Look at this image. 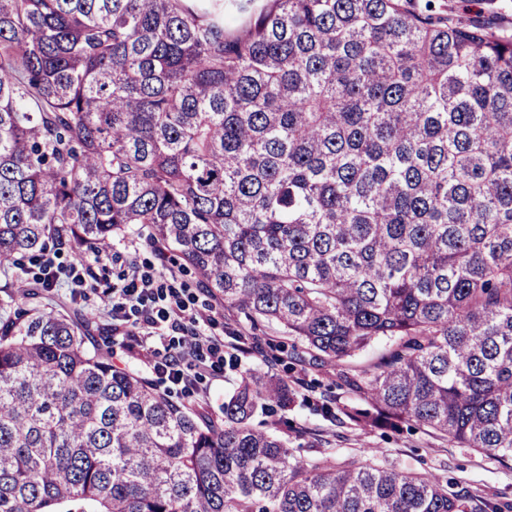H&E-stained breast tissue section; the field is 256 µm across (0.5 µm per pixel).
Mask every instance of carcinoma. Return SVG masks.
I'll list each match as a JSON object with an SVG mask.
<instances>
[{
	"label": "carcinoma",
	"instance_id": "1",
	"mask_svg": "<svg viewBox=\"0 0 512 512\" xmlns=\"http://www.w3.org/2000/svg\"><path fill=\"white\" fill-rule=\"evenodd\" d=\"M434 9L0 0V268L141 224L293 338L272 358L391 341L325 414L512 459V34ZM98 331L0 298V512H504L446 476L296 458L261 365L218 424Z\"/></svg>",
	"mask_w": 512,
	"mask_h": 512
}]
</instances>
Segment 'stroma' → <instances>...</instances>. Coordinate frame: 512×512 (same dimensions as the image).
Here are the masks:
<instances>
[{"label":"stroma","instance_id":"obj_1","mask_svg":"<svg viewBox=\"0 0 512 512\" xmlns=\"http://www.w3.org/2000/svg\"><path fill=\"white\" fill-rule=\"evenodd\" d=\"M147 234V227L136 225L123 235L113 237L101 254H87L81 271L84 287H73L70 278L64 276L48 288L46 294L95 317L104 329L98 338L99 344L111 351L113 363L151 379L155 373L133 351V337L112 332V306L102 299V290L122 282L133 266H159L171 276L172 286L179 290L189 308L214 303L194 271L183 266L175 247L155 253L146 241ZM214 306L217 324L212 329L213 334L225 336L228 328L233 327L251 336L259 349L285 338L277 323L254 322L243 313ZM237 359V369H223L218 375L197 381L193 389L191 403L204 408L214 421L223 420L224 400L236 388L241 371L254 367L259 361L257 353H241ZM272 371L283 376L294 393V404L288 413L292 422L288 445L296 456L329 455L341 466L367 462L405 472L435 473L452 478L456 486L485 498L512 503V460H489L473 449L447 443L423 429L386 433L326 416L321 410L322 404L349 406L356 401L355 395L337 388L336 365L306 364L291 369L287 364L276 363Z\"/></svg>","mask_w":512,"mask_h":512}]
</instances>
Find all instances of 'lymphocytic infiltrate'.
<instances>
[{
  "label": "lymphocytic infiltrate",
  "mask_w": 512,
  "mask_h": 512,
  "mask_svg": "<svg viewBox=\"0 0 512 512\" xmlns=\"http://www.w3.org/2000/svg\"><path fill=\"white\" fill-rule=\"evenodd\" d=\"M113 316L131 320L139 345L154 371L174 386L187 384L224 362L223 340L208 335L207 316L189 311L175 288L163 287L154 269L134 271L123 284L106 292ZM164 341V351L152 346Z\"/></svg>",
  "instance_id": "obj_1"
}]
</instances>
